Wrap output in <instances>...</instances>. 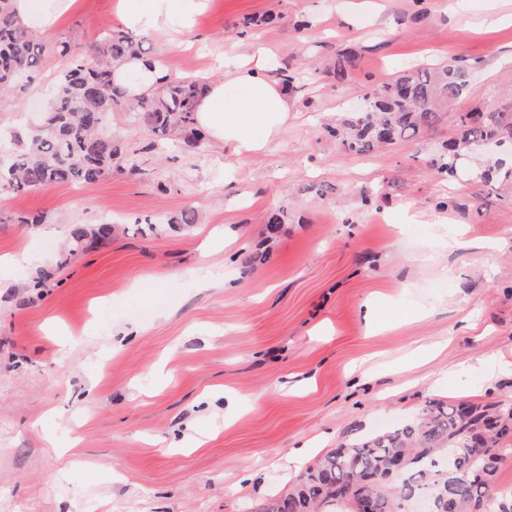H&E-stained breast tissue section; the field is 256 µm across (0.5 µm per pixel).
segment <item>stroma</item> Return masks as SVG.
<instances>
[{
	"label": "stroma",
	"mask_w": 512,
	"mask_h": 512,
	"mask_svg": "<svg viewBox=\"0 0 512 512\" xmlns=\"http://www.w3.org/2000/svg\"><path fill=\"white\" fill-rule=\"evenodd\" d=\"M117 5L76 0L50 37L87 54ZM185 5L177 39L139 32L147 56L208 83L215 58L265 46L297 75L288 119L239 158L117 108L111 175L0 197V257L26 255L0 283V512H261L430 401L512 404V142L435 165L460 113L512 111V0ZM348 50L340 83L323 63ZM453 59L466 93L416 137L355 155L330 135L373 84ZM58 72L0 97V127L40 124ZM107 221L61 265L72 225ZM446 224L465 231L451 253ZM43 269L54 283L30 287Z\"/></svg>",
	"instance_id": "obj_1"
}]
</instances>
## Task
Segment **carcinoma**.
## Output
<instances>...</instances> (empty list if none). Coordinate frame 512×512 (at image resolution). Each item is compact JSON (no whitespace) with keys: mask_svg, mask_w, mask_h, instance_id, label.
Returning <instances> with one entry per match:
<instances>
[{"mask_svg":"<svg viewBox=\"0 0 512 512\" xmlns=\"http://www.w3.org/2000/svg\"><path fill=\"white\" fill-rule=\"evenodd\" d=\"M143 56L141 41L123 29H106L91 58L74 53L67 41L49 43L15 16L12 0H0V92L33 79L41 59L55 58L60 73L42 125L31 133L10 132L0 139V195L43 190L57 184L94 183L112 171L121 150L102 134L106 115L117 106L144 116L154 130L180 129L204 140L196 119V102L206 86L170 80L157 92L134 101L114 83L113 64ZM354 56L336 58L327 67L336 80L349 76ZM462 69L448 64L377 84L364 108L344 130L329 129L349 152L361 155L375 146L394 144L410 131L436 123L441 112L462 98ZM479 111L458 120V139L443 147L438 169H452L456 148L476 149L487 141L512 139V114L492 112L482 123ZM97 228L75 225L68 255L95 247ZM512 434V408L496 411L479 405L432 401L425 416L387 431L352 440L307 467L287 495L270 502L265 512H360L369 496L377 512H408L413 497L431 502L432 512H512V492L496 488L502 463L497 443Z\"/></svg>","mask_w":512,"mask_h":512,"instance_id":"carcinoma-1","label":"carcinoma"}]
</instances>
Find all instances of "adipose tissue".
Instances as JSON below:
<instances>
[{
    "instance_id": "adipose-tissue-1",
    "label": "adipose tissue",
    "mask_w": 512,
    "mask_h": 512,
    "mask_svg": "<svg viewBox=\"0 0 512 512\" xmlns=\"http://www.w3.org/2000/svg\"><path fill=\"white\" fill-rule=\"evenodd\" d=\"M13 9L24 25L46 31L73 7V0H12ZM182 0H124L117 14L122 26L143 29H172L184 25ZM268 51L259 47L240 57L225 70L222 80L209 83L196 103L197 122L217 143L232 154L246 157L266 151L288 119V89L269 74ZM118 85L129 96L147 95L163 83L164 72L146 58H127L113 72Z\"/></svg>"
}]
</instances>
